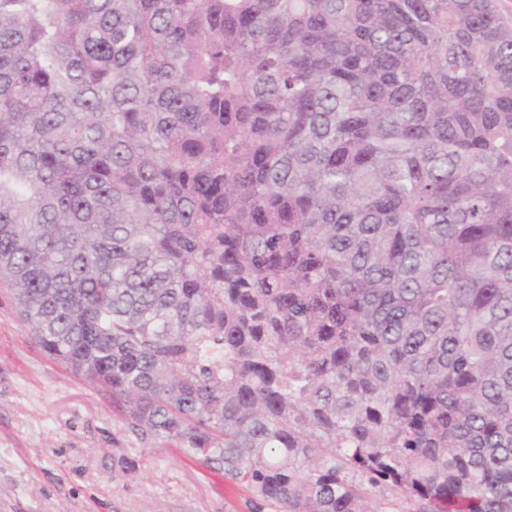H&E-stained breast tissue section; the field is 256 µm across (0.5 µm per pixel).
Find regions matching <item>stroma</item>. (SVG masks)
<instances>
[{"label":"stroma","mask_w":512,"mask_h":512,"mask_svg":"<svg viewBox=\"0 0 512 512\" xmlns=\"http://www.w3.org/2000/svg\"><path fill=\"white\" fill-rule=\"evenodd\" d=\"M0 512H250L245 489L126 432L0 288Z\"/></svg>","instance_id":"stroma-1"}]
</instances>
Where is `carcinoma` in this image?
I'll return each mask as SVG.
<instances>
[{
    "label": "carcinoma",
    "instance_id": "obj_1",
    "mask_svg": "<svg viewBox=\"0 0 512 512\" xmlns=\"http://www.w3.org/2000/svg\"><path fill=\"white\" fill-rule=\"evenodd\" d=\"M0 285L251 512H512V20L0 0Z\"/></svg>",
    "mask_w": 512,
    "mask_h": 512
}]
</instances>
